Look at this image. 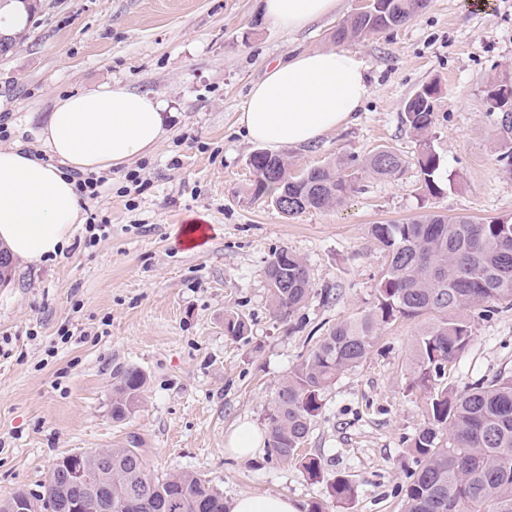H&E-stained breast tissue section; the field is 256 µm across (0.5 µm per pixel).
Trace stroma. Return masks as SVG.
<instances>
[{"label": "stroma", "mask_w": 512, "mask_h": 512, "mask_svg": "<svg viewBox=\"0 0 512 512\" xmlns=\"http://www.w3.org/2000/svg\"><path fill=\"white\" fill-rule=\"evenodd\" d=\"M359 0L299 32L285 31L260 0H33L25 39L0 54L5 145L38 147L56 101L102 84L149 92L167 104V139L108 175L83 217L105 220L90 246L85 225L62 256L14 265L0 285V498L39 492L58 457L143 440L155 474H201L233 506L243 495H281L333 507L326 480L347 476L350 512H402L416 468L407 448L426 418L414 388L413 342L423 319L382 326L355 369L324 394L304 454L326 478L269 451L241 461L226 452L240 424L264 429L279 383L337 324L370 312L385 253L375 224L430 211L476 221L512 217V176L499 153L491 82L512 75V0H428L396 29L344 43L368 67L370 93L356 119L303 148H282L291 172L381 147L404 161L393 179L368 176L336 207L284 217L247 189L255 143L237 116L269 63L297 49H330L338 23ZM438 82L432 143L441 192H424L418 143L405 101ZM202 224L204 242L184 244ZM288 249L306 265L312 292L292 329L270 310L264 267ZM247 331L224 333V318ZM141 370L138 406L112 418V373ZM512 375V307L474 320V340L447 371L448 385Z\"/></svg>", "instance_id": "stroma-1"}]
</instances>
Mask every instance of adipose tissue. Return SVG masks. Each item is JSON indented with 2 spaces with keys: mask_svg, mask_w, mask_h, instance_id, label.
<instances>
[{
  "mask_svg": "<svg viewBox=\"0 0 512 512\" xmlns=\"http://www.w3.org/2000/svg\"><path fill=\"white\" fill-rule=\"evenodd\" d=\"M340 0H264L269 20L294 31L335 14ZM370 92L367 66L342 49L304 51L254 83L237 125L273 149L312 144L348 125ZM163 102L103 84L58 100L40 138L59 159L44 162L21 142L0 148V242L37 263L62 253L80 221L68 170L100 173L154 152L166 135Z\"/></svg>",
  "mask_w": 512,
  "mask_h": 512,
  "instance_id": "ef3b65f1",
  "label": "adipose tissue"
}]
</instances>
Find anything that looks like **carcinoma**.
<instances>
[{"instance_id": "obj_1", "label": "carcinoma", "mask_w": 512, "mask_h": 512, "mask_svg": "<svg viewBox=\"0 0 512 512\" xmlns=\"http://www.w3.org/2000/svg\"><path fill=\"white\" fill-rule=\"evenodd\" d=\"M427 0H379L378 14H351L336 26L333 40L359 39L373 31L399 27L426 7ZM440 85L430 82L405 103V123L417 137L416 162L425 190L441 192L437 176L441 158L431 144L434 102ZM499 161L512 175V112L499 107ZM249 164L255 173L251 198L288 202L285 215L297 217L342 203L363 174L394 178L403 160L381 148L358 164L339 160L295 176L288 161L263 149ZM372 235L386 253L377 284L375 308L342 322L321 337L280 383L266 417L267 447L281 461H297L311 479L323 478L321 459L301 455L323 395L340 374L356 368L368 355L381 326L398 318L435 320L414 340V386L423 393L427 421L409 451L417 469L408 476L403 512H512V376L461 391L448 387L447 369L473 341L472 313L488 316L500 304L512 306V220L475 221L467 216L430 212L402 224H375ZM267 265H280V279H267L273 317L292 318L311 293L303 261L286 249L275 251ZM240 317H224V334L244 335ZM145 375L118 368L112 383V418L123 420L140 400ZM89 487L112 484V512H125L129 490H136L135 512H226L224 496L192 472L156 475L144 461L136 435L112 448L107 468L83 462ZM31 499L35 512H55L61 488L45 480L39 493L17 490L0 499L8 512L15 497ZM329 495L349 509L355 486L341 476L330 479Z\"/></svg>"}]
</instances>
